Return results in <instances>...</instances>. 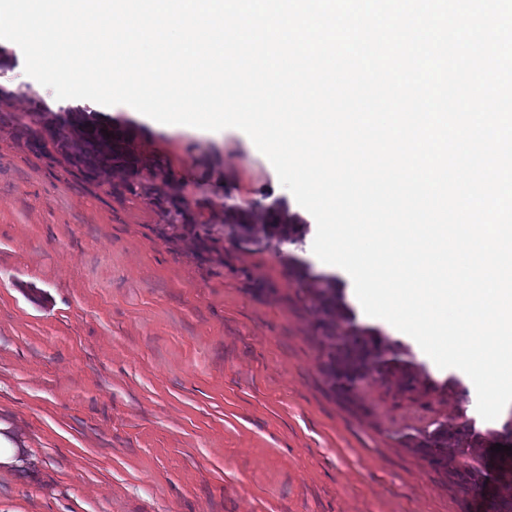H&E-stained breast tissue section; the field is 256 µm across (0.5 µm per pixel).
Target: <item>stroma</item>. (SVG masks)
Masks as SVG:
<instances>
[{
  "instance_id": "1",
  "label": "stroma",
  "mask_w": 512,
  "mask_h": 512,
  "mask_svg": "<svg viewBox=\"0 0 512 512\" xmlns=\"http://www.w3.org/2000/svg\"><path fill=\"white\" fill-rule=\"evenodd\" d=\"M0 49V422L38 461L0 476V512H512V416L489 421L507 450L475 490L400 441L477 417L466 376L424 366L436 390L413 400L374 375L350 405L331 389L311 285L224 233L226 198L281 199L315 260L313 216L241 134L108 107L145 166L86 178L27 146L35 101L62 102ZM165 180L187 223L150 194Z\"/></svg>"
}]
</instances>
